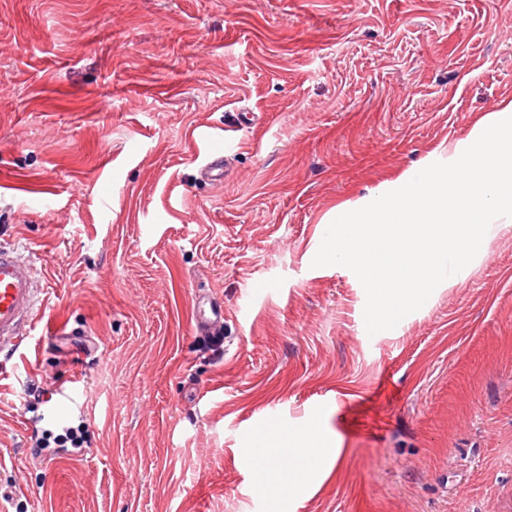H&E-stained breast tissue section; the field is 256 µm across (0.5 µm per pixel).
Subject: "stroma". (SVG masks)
Masks as SVG:
<instances>
[{
	"label": "stroma",
	"instance_id": "stroma-1",
	"mask_svg": "<svg viewBox=\"0 0 512 512\" xmlns=\"http://www.w3.org/2000/svg\"><path fill=\"white\" fill-rule=\"evenodd\" d=\"M505 99L512 0H0V243L42 288L0 354V512H273L247 439L309 424L340 463L288 512H512V225L372 336L312 265ZM74 377L87 447L35 448L32 390ZM228 155L224 151H211L208 161L198 171L199 180L211 184L222 183L227 176ZM193 317L198 335L222 333L224 330V302L211 294L198 293L195 295Z\"/></svg>",
	"mask_w": 512,
	"mask_h": 512
}]
</instances>
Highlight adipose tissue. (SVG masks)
I'll use <instances>...</instances> for the list:
<instances>
[{"label":"adipose tissue","mask_w":512,"mask_h":512,"mask_svg":"<svg viewBox=\"0 0 512 512\" xmlns=\"http://www.w3.org/2000/svg\"><path fill=\"white\" fill-rule=\"evenodd\" d=\"M251 453L258 460L260 473L274 474L280 489L276 504L280 507L290 491L328 476L341 455L340 449L329 447L311 426L292 440L275 430L262 431L255 437Z\"/></svg>","instance_id":"adipose-tissue-1"}]
</instances>
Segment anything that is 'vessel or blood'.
Wrapping results in <instances>:
<instances>
[{
  "label": "vessel or blood",
  "mask_w": 512,
  "mask_h": 512,
  "mask_svg": "<svg viewBox=\"0 0 512 512\" xmlns=\"http://www.w3.org/2000/svg\"><path fill=\"white\" fill-rule=\"evenodd\" d=\"M227 155L211 152L198 171L201 181L223 182L228 168ZM38 285L33 267L13 248L0 244V351L17 352L31 338L35 328ZM198 335H214L224 330V303L207 293L197 294L193 308ZM82 393L81 379L54 388L47 407L51 418L60 420L71 414Z\"/></svg>",
  "instance_id": "obj_1"
}]
</instances>
